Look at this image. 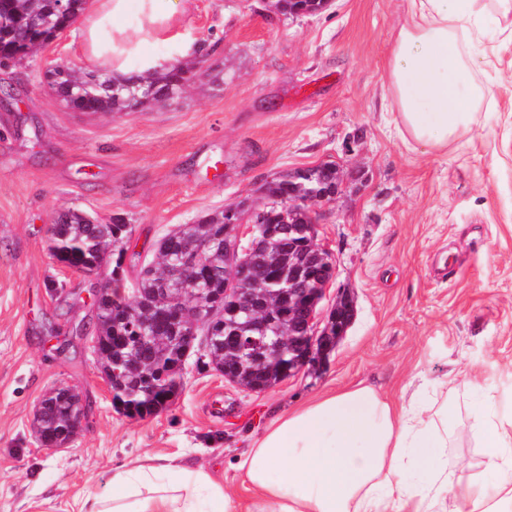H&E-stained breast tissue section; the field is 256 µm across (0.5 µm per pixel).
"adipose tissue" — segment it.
Wrapping results in <instances>:
<instances>
[{
	"instance_id": "1",
	"label": "adipose tissue",
	"mask_w": 512,
	"mask_h": 512,
	"mask_svg": "<svg viewBox=\"0 0 512 512\" xmlns=\"http://www.w3.org/2000/svg\"><path fill=\"white\" fill-rule=\"evenodd\" d=\"M186 0H92L82 15L86 60L116 79L170 69L145 49ZM389 52L392 102L410 136L434 151L467 135L486 90L477 81L483 20L507 0H409ZM400 403L368 386L328 392L274 419L236 465L245 495L204 467L148 457L117 469L112 489L77 512H512V409L480 373L469 413L476 460L448 461V388Z\"/></svg>"
}]
</instances>
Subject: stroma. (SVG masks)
I'll return each mask as SVG.
<instances>
[{
  "mask_svg": "<svg viewBox=\"0 0 512 512\" xmlns=\"http://www.w3.org/2000/svg\"><path fill=\"white\" fill-rule=\"evenodd\" d=\"M405 16L406 0H329L297 17L270 0H191L146 48L196 78L172 104L132 112H76L51 90L52 65L84 66L78 26L0 65V512H72L79 493L147 455L235 484L236 459L272 419L330 390L408 400L452 368L512 390V14L486 25L487 99L471 132L433 154L388 107ZM327 162L344 178L317 226L336 263L326 299L350 291L356 317L326 362L254 393L191 361L162 413H118L86 339L95 281L51 257L54 217H123L129 252L149 256L179 225ZM439 264L451 276L436 278ZM55 384L83 395L87 417L51 453L32 420ZM478 399L463 386L448 396L449 461L479 453Z\"/></svg>",
  "mask_w": 512,
  "mask_h": 512,
  "instance_id": "35a3bbf8",
  "label": "stroma"
}]
</instances>
